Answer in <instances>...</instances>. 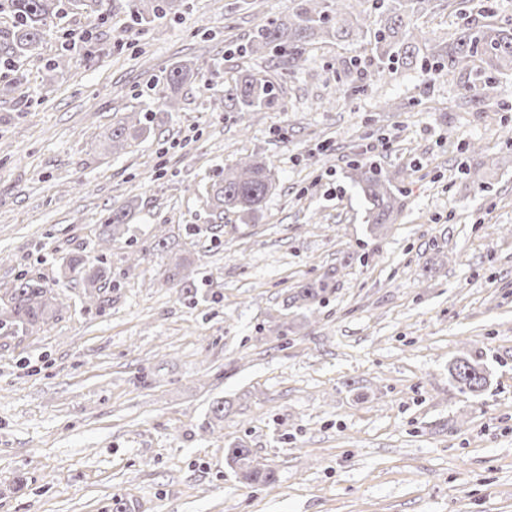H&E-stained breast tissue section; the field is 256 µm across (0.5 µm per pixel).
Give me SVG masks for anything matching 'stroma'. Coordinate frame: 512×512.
Here are the masks:
<instances>
[{"mask_svg":"<svg viewBox=\"0 0 512 512\" xmlns=\"http://www.w3.org/2000/svg\"><path fill=\"white\" fill-rule=\"evenodd\" d=\"M105 3L103 20L56 21L21 74L0 66L16 84L0 103V319L21 274L61 302L31 333L0 330V512L116 497L132 512H512V76L465 97L466 73L378 76L370 50L318 43L281 108L244 115L224 83L278 74L242 48L289 0H184L151 23ZM65 41L68 67L49 70ZM190 62L202 81L163 106L165 71ZM144 107L151 132L104 155ZM256 154L275 179L263 209L216 219L207 189ZM368 156L399 192L377 232L350 165ZM129 203V234L101 249L100 217ZM157 236L167 253L138 259ZM74 252L109 269L102 297L62 274ZM175 255L196 294L166 282ZM324 278V303L287 306ZM477 351L475 396L449 368ZM231 442L275 482L240 483Z\"/></svg>","mask_w":512,"mask_h":512,"instance_id":"35a3bbf8","label":"stroma"}]
</instances>
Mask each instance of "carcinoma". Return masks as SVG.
<instances>
[{
  "mask_svg": "<svg viewBox=\"0 0 512 512\" xmlns=\"http://www.w3.org/2000/svg\"><path fill=\"white\" fill-rule=\"evenodd\" d=\"M104 0H0V15L12 19V27L0 30V59L15 66L31 58L49 31L50 23L75 10L101 14ZM131 18L152 22L166 18L180 7L181 0H131ZM458 5L463 22L451 42H436L418 26V20L438 8L437 0H290L288 13L271 19L250 37L246 54L271 56L285 72L303 68L305 53L314 43L336 41L367 44L379 75L401 68L419 66L437 76L456 71L486 76L479 94L490 99L501 94L497 76L512 73V18L500 19L483 0H452ZM478 9L485 21L470 19L467 13ZM199 69L178 64L166 75L161 100L174 107L171 94L197 80ZM224 99L234 112H260L283 102V88L276 80L259 72L245 71L224 87ZM150 131L148 120L127 116L112 125L104 150L118 154ZM363 193L366 222L374 228L392 224L399 212L396 189L389 176L375 164L356 167ZM273 188L271 170L263 159L252 156L224 169V177L211 186L213 212L233 213L250 219L262 209ZM132 207L112 210L100 224L98 246L109 244L129 231ZM64 271L76 273L87 286L99 291L109 280L107 268L80 254L70 255ZM167 283L185 292L195 287L183 275V264L176 262L167 271ZM329 283L320 280L289 297V305H306L326 298ZM57 297L49 285L18 275L9 289L11 314L4 329L29 333L53 315ZM455 387L463 393H479L488 382L481 357L459 358L450 368ZM224 453L237 475L249 485L276 481L275 471L254 465L252 449L230 443Z\"/></svg>",
  "mask_w": 512,
  "mask_h": 512,
  "instance_id": "1",
  "label": "carcinoma"
}]
</instances>
